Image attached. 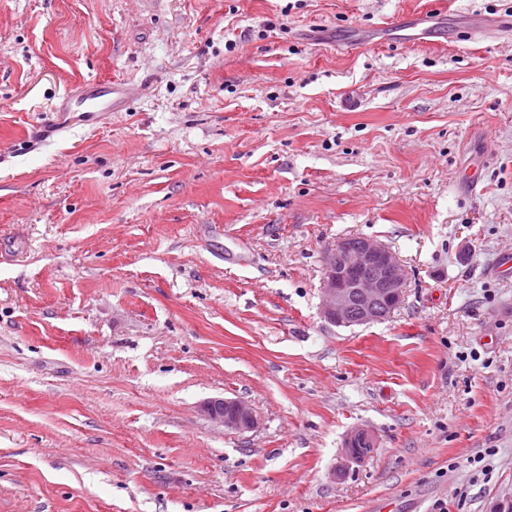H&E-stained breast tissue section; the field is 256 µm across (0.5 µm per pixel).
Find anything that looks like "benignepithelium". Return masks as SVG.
<instances>
[{"mask_svg": "<svg viewBox=\"0 0 512 512\" xmlns=\"http://www.w3.org/2000/svg\"><path fill=\"white\" fill-rule=\"evenodd\" d=\"M408 273L395 254L381 242L351 236L344 246H335L325 255V277L321 311L330 323L339 326L367 325L384 319L402 301ZM203 411L224 427L238 432L257 428L250 405L239 399H211ZM374 447V438L363 428L350 433L346 454L360 461Z\"/></svg>", "mask_w": 512, "mask_h": 512, "instance_id": "1", "label": "benign epithelium"}]
</instances>
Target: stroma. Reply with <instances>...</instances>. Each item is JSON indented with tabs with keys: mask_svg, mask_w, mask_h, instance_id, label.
Returning a JSON list of instances; mask_svg holds the SVG:
<instances>
[{
	"mask_svg": "<svg viewBox=\"0 0 512 512\" xmlns=\"http://www.w3.org/2000/svg\"><path fill=\"white\" fill-rule=\"evenodd\" d=\"M473 13L512 0H0V512L512 497V38ZM87 80L122 111L58 113ZM354 235L408 281L337 326ZM348 239L325 255L322 315L339 326L378 322L401 303L407 270L381 242L362 236ZM203 411L211 418L224 423V427L238 432L257 428V419L250 405L239 399H211L204 402ZM358 442L367 445V448H357ZM345 447L346 454L350 459L360 461L367 456L370 448L374 447V438L364 428H357L348 436Z\"/></svg>",
	"mask_w": 512,
	"mask_h": 512,
	"instance_id": "stroma-1",
	"label": "stroma"
}]
</instances>
